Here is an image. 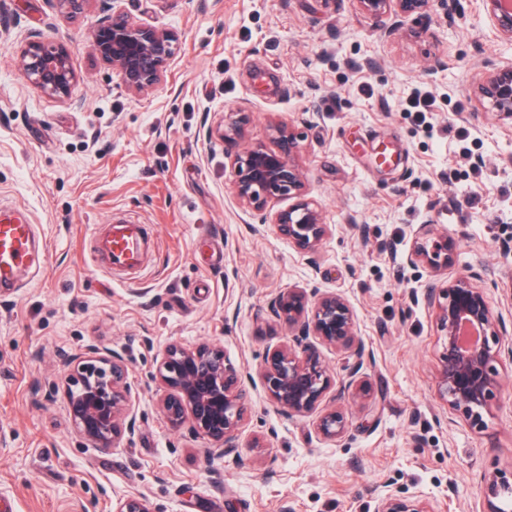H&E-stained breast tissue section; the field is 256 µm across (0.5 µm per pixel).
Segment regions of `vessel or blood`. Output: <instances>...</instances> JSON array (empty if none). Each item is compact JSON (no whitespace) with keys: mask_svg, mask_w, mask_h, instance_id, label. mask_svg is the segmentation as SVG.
Here are the masks:
<instances>
[{"mask_svg":"<svg viewBox=\"0 0 512 512\" xmlns=\"http://www.w3.org/2000/svg\"><path fill=\"white\" fill-rule=\"evenodd\" d=\"M33 225L10 216L0 217V288L13 291L22 285V272L35 269L38 251ZM148 239L140 224L125 220L113 225L98 253L109 272L127 273L140 268Z\"/></svg>","mask_w":512,"mask_h":512,"instance_id":"1","label":"vessel or blood"}]
</instances>
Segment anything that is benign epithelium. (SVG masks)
<instances>
[{
    "label": "benign epithelium",
    "mask_w": 512,
    "mask_h": 512,
    "mask_svg": "<svg viewBox=\"0 0 512 512\" xmlns=\"http://www.w3.org/2000/svg\"><path fill=\"white\" fill-rule=\"evenodd\" d=\"M112 0V13L89 33L94 56L112 67L124 87L134 93L154 89L164 79L177 50L174 32L135 20ZM364 10L396 16L423 15L430 0H359ZM482 10L494 29L512 42V7L507 0H480ZM24 76L44 94L69 100L79 77L63 44L46 45L31 41L21 52ZM476 96L489 103L494 116L512 129V66L492 67L477 81ZM250 123L247 112L231 113L224 125V141L237 144L245 138ZM273 146H247L231 155L233 195L242 207L271 220L275 232L294 249L314 258L328 235L329 225L321 211L305 199V177L296 162L297 137L288 123L272 127ZM283 197L296 202L286 209L267 214L270 204ZM455 243L448 236L434 234L432 225L424 228L413 246L410 260L432 266L439 260L450 264ZM445 341L436 393L452 414L463 416L472 425L483 424L493 399L500 392L497 364L503 355L512 360V336L508 335L503 314H494L484 289L464 277L444 288L433 286L427 292ZM267 316L288 325L292 343L266 352L259 368L260 381L271 401L289 416L315 412L330 392L342 398L349 394L364 400L370 387L360 380L367 361L357 334L349 302L336 293L313 288H290L269 302ZM480 332L478 344H463L461 326ZM329 345L347 354L346 374L333 378L323 364L319 346ZM68 373L63 396L78 435L95 448H110L135 433L137 418L132 410L135 392L129 377V363L115 350L93 356L73 355L66 359ZM162 395L160 410L174 431L186 427L207 439L212 447L205 452L222 458L236 448L245 422L243 400L245 377L226 363L224 351L201 344L185 348L171 343L155 360L151 373ZM317 430L323 438L336 441L347 433L342 412L322 413ZM489 499L485 512H505L494 502L512 494V485L488 480ZM116 512H150L145 499L128 496L120 500ZM377 512H429L422 501L408 496L382 498Z\"/></svg>",
    "instance_id": "obj_1"
}]
</instances>
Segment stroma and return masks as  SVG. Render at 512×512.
I'll use <instances>...</instances> for the list:
<instances>
[{"label":"stroma","mask_w":512,"mask_h":512,"mask_svg":"<svg viewBox=\"0 0 512 512\" xmlns=\"http://www.w3.org/2000/svg\"><path fill=\"white\" fill-rule=\"evenodd\" d=\"M137 19L176 32L166 78L129 92L93 56L100 0L61 13L55 0H0V201L34 224L41 276L0 298V503L12 512H114L119 498L150 512H376L389 494L432 512H481L486 475L512 481V361L505 395L482 426L450 415L435 391L443 338L428 288L467 276L493 311L512 296V130L473 95L485 62L512 65L479 0L448 17L373 15L359 0H123ZM33 39L67 46L80 82L71 100L43 94L20 69ZM436 97L432 133L405 107ZM250 113V144L290 124L309 198L330 232L314 259L230 191L229 113ZM466 128L459 139L457 128ZM393 163L378 166L380 146ZM490 177L484 188L482 177ZM146 224L154 253L135 279L94 253L110 222ZM455 243L452 264L409 261L424 225ZM288 288L349 302L371 360L374 401L326 400L349 430L331 442L317 414L289 417L261 382L244 385L235 451L209 459L206 439L171 430L150 377L172 342L221 348L256 373L288 328L265 308ZM97 349L130 362L133 436L95 448L63 399L64 361Z\"/></svg>","instance_id":"1"}]
</instances>
